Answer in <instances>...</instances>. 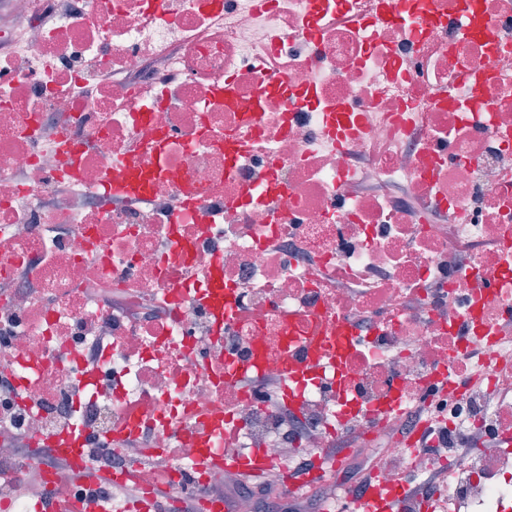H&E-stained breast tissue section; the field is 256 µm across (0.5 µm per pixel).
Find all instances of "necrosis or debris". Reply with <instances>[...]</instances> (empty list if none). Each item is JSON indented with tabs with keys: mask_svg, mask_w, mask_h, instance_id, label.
Wrapping results in <instances>:
<instances>
[{
	"mask_svg": "<svg viewBox=\"0 0 512 512\" xmlns=\"http://www.w3.org/2000/svg\"><path fill=\"white\" fill-rule=\"evenodd\" d=\"M13 16L0 512H42L13 489L57 480L45 448L84 461L72 512H106L116 474L150 492L145 460L198 506L256 512L231 457L332 503L321 453L345 434L339 465L387 456L377 492L449 465L454 512H505L512 450L432 456L409 412L435 393L451 440L512 439V0H0V44ZM320 349L272 410L224 377Z\"/></svg>",
	"mask_w": 512,
	"mask_h": 512,
	"instance_id": "obj_1",
	"label": "necrosis or debris"
}]
</instances>
